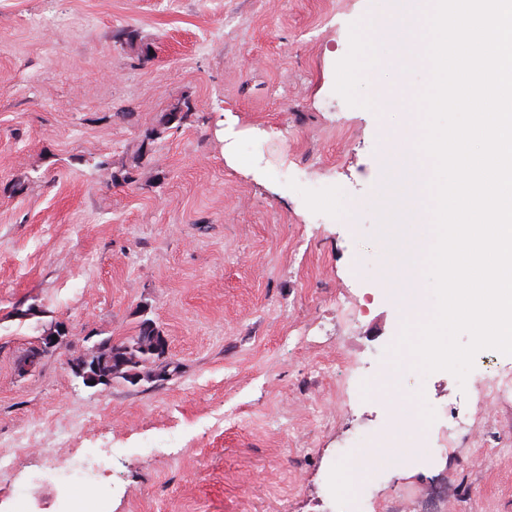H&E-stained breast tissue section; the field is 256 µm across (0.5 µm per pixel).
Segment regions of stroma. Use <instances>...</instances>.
Masks as SVG:
<instances>
[{"label":"stroma","instance_id":"35a3bbf8","mask_svg":"<svg viewBox=\"0 0 512 512\" xmlns=\"http://www.w3.org/2000/svg\"><path fill=\"white\" fill-rule=\"evenodd\" d=\"M392 0H0V512H66L31 483L88 448L78 491L105 512H343L346 448L366 512H512V404L474 429L465 382L389 356L405 320L383 285L377 208L412 117L378 92L429 72L365 24ZM137 34L128 44L124 33ZM150 47L143 59L142 47ZM195 113L119 181L172 105ZM129 107L131 120L114 118ZM23 182L22 194L8 186ZM332 192L321 208L312 187ZM39 314L16 316L18 303ZM179 366L89 388L63 355L19 360L59 320L71 349L135 335L140 306Z\"/></svg>","mask_w":512,"mask_h":512}]
</instances>
